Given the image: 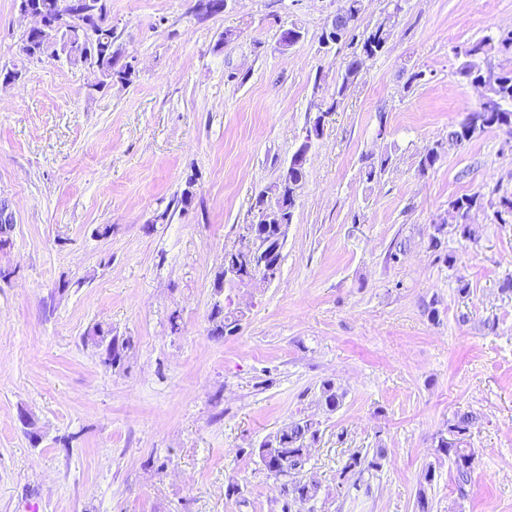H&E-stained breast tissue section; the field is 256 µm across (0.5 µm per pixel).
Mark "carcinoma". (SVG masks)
I'll return each instance as SVG.
<instances>
[{
  "label": "carcinoma",
  "instance_id": "1",
  "mask_svg": "<svg viewBox=\"0 0 512 512\" xmlns=\"http://www.w3.org/2000/svg\"><path fill=\"white\" fill-rule=\"evenodd\" d=\"M46 18L55 22L64 15L71 13V26H80L81 21L95 15L98 36L95 43L82 49L75 46L71 40V32L63 29L56 33L55 38L48 44H43L40 34L35 31L26 33L22 39V52L27 58H41L43 56L57 57L61 54L72 63H82L100 73L104 78L112 76L114 60L112 57V26L103 22V12L107 5L101 0H71L68 8H62V0H39ZM346 7L342 9L344 17L336 19V23L345 27L344 35L348 36L357 29V23L364 10L363 0H345ZM397 13L388 12L384 20L372 27H367L358 34L357 46L360 52L352 54L344 73L336 82V97L331 104L323 110L328 115L334 112L345 98L347 90L354 83L358 73L364 68L365 62L381 54L391 36ZM512 52V34L497 37L488 36L465 51L467 60L461 64L459 75L469 83H482L487 88L484 102L476 104L467 111V117L460 122L448 126V139L461 143L469 142L487 129H504L512 134V70L496 71L484 64L486 57L492 50ZM390 156L382 155L373 158L364 167L365 180L371 182L385 172ZM484 207V197L480 193L463 195L448 203V213L461 227L462 237L472 239V232L466 223V218L473 210ZM445 225H433L430 235V247L437 253V258L447 264L453 263V257L443 249L442 235ZM210 320L213 323L211 334L224 335V331L232 330L238 326L237 311L215 303ZM96 348L100 350L101 362L107 367L121 365L126 350L130 347V340L112 335V331L100 327L93 329L86 336ZM320 398L327 410L333 412L340 405L343 394L339 393L334 384L325 381L321 385ZM476 415L471 411L455 414L454 419L448 422L447 433L452 438L440 437L438 451L448 456V460L455 467V481L458 489H464L470 480L473 465L476 459L475 450L461 448L457 441L462 439L475 425ZM319 439L317 423L308 418H299L288 423L275 435L265 439L255 449V455L266 471L267 476L279 482L281 497V512H290L295 502H305L316 499L319 485L313 480L300 477V473L307 463L311 445ZM381 453L371 456L360 452L353 453L344 466V472L357 474L351 488L360 490L364 485L363 473L377 470L381 466Z\"/></svg>",
  "mask_w": 512,
  "mask_h": 512
}]
</instances>
